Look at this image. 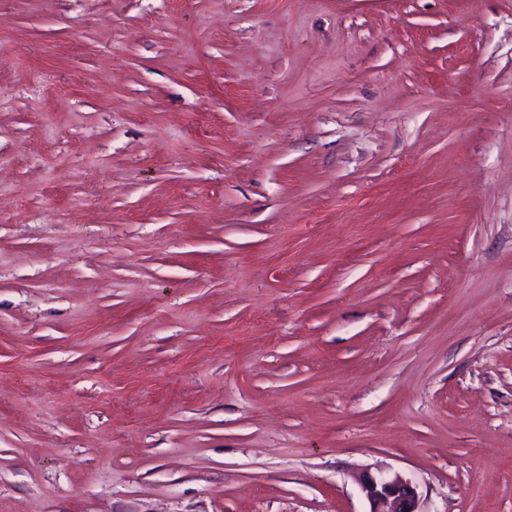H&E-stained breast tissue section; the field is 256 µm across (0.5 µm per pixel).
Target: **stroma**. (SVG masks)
Here are the masks:
<instances>
[{"label":"stroma","instance_id":"1","mask_svg":"<svg viewBox=\"0 0 512 512\" xmlns=\"http://www.w3.org/2000/svg\"><path fill=\"white\" fill-rule=\"evenodd\" d=\"M512 512V0H0V512ZM356 481L370 504L368 512H421L416 486L399 472L363 470Z\"/></svg>","mask_w":512,"mask_h":512}]
</instances>
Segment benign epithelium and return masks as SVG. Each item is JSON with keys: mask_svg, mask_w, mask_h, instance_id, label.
<instances>
[{"mask_svg": "<svg viewBox=\"0 0 512 512\" xmlns=\"http://www.w3.org/2000/svg\"><path fill=\"white\" fill-rule=\"evenodd\" d=\"M369 512H419V495L413 482L399 472L363 470L356 475Z\"/></svg>", "mask_w": 512, "mask_h": 512, "instance_id": "7a95c632", "label": "benign epithelium"}]
</instances>
